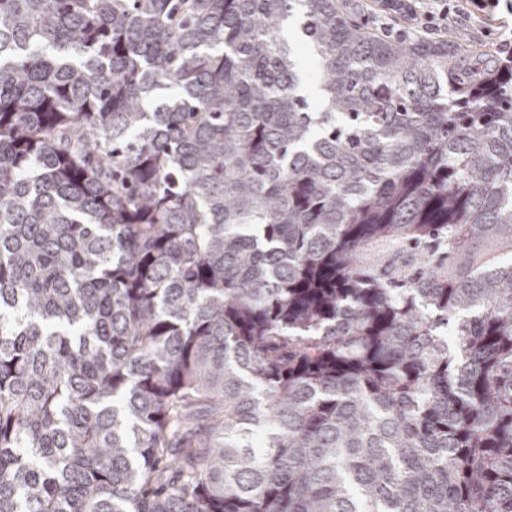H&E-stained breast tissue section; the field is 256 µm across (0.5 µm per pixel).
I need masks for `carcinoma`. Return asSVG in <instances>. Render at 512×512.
Returning <instances> with one entry per match:
<instances>
[{"label":"carcinoma","instance_id":"carcinoma-1","mask_svg":"<svg viewBox=\"0 0 512 512\" xmlns=\"http://www.w3.org/2000/svg\"><path fill=\"white\" fill-rule=\"evenodd\" d=\"M336 2L0 0V512H512V60Z\"/></svg>","mask_w":512,"mask_h":512}]
</instances>
